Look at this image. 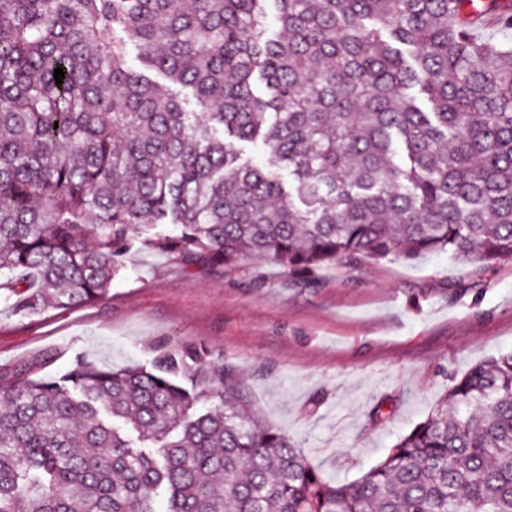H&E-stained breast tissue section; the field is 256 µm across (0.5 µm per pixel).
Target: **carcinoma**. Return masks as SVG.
<instances>
[{
    "label": "carcinoma",
    "instance_id": "obj_1",
    "mask_svg": "<svg viewBox=\"0 0 512 512\" xmlns=\"http://www.w3.org/2000/svg\"><path fill=\"white\" fill-rule=\"evenodd\" d=\"M273 2L274 37L264 0H0L13 309L103 299L134 242L185 269L272 259L300 288L367 259H512V45L471 33L512 27V0ZM37 366L0 374V512H155L161 491L166 512H512V352L346 484L250 419L238 365L202 344Z\"/></svg>",
    "mask_w": 512,
    "mask_h": 512
}]
</instances>
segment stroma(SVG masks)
<instances>
[{
    "label": "stroma",
    "mask_w": 512,
    "mask_h": 512,
    "mask_svg": "<svg viewBox=\"0 0 512 512\" xmlns=\"http://www.w3.org/2000/svg\"><path fill=\"white\" fill-rule=\"evenodd\" d=\"M191 343L239 365L256 414L325 480L349 483L427 417L451 377L512 351V260L368 259L299 288L271 260L186 271L136 251L95 303L19 314L0 298V372L47 351L53 376L79 358L148 367ZM383 401L390 417L373 421Z\"/></svg>",
    "instance_id": "1"
}]
</instances>
